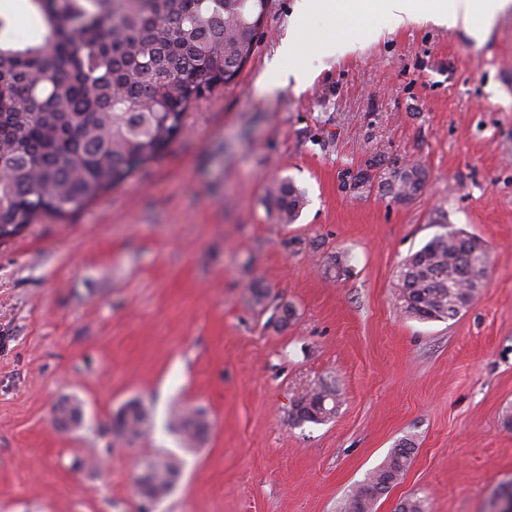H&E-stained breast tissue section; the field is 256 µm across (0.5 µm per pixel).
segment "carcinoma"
<instances>
[{
  "mask_svg": "<svg viewBox=\"0 0 512 512\" xmlns=\"http://www.w3.org/2000/svg\"><path fill=\"white\" fill-rule=\"evenodd\" d=\"M44 35L36 44L0 40V242L44 216L73 213L155 159L182 132L186 112L220 86L232 84L252 54L268 0H30ZM358 192L366 170L343 174ZM426 171L394 160L380 187L396 199L422 194ZM268 199L283 224L306 204L288 178ZM489 256L460 230L434 236L398 271L406 312L423 320L453 319L486 283ZM336 390L321 384L292 404L299 423H322L336 414ZM83 411L62 402L53 422L60 431L78 425ZM147 414L125 405L112 432L130 443ZM170 429L187 447L201 444L209 422L197 409L175 412ZM415 448L402 442L345 501L344 512H374L378 499L409 468ZM178 475L167 458L144 462L137 478L141 498L165 495Z\"/></svg>",
  "mask_w": 512,
  "mask_h": 512,
  "instance_id": "1",
  "label": "carcinoma"
}]
</instances>
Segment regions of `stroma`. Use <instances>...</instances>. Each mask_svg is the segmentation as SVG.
Segmentation results:
<instances>
[{
  "label": "stroma",
  "instance_id": "1",
  "mask_svg": "<svg viewBox=\"0 0 512 512\" xmlns=\"http://www.w3.org/2000/svg\"><path fill=\"white\" fill-rule=\"evenodd\" d=\"M295 4L269 0L236 82L156 159L0 244V512H139L135 478L162 457L179 474L150 512H341L404 440L412 463L375 512H491L512 480V6L481 41L316 16L336 53L303 44L284 66L306 80L264 86ZM373 159L421 164L424 193L342 189ZM285 178L306 194L292 224L267 201ZM451 229L483 242L487 281L458 317L418 320L397 271ZM323 382L335 417L296 423ZM65 399L84 413L67 432ZM132 401L146 431L114 441ZM186 407L210 422L192 449L169 429ZM83 417V411L77 404L61 402L54 410L53 422L60 431H66L78 425Z\"/></svg>",
  "mask_w": 512,
  "mask_h": 512
}]
</instances>
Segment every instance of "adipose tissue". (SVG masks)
I'll return each mask as SVG.
<instances>
[{"label":"adipose tissue","mask_w":512,"mask_h":512,"mask_svg":"<svg viewBox=\"0 0 512 512\" xmlns=\"http://www.w3.org/2000/svg\"><path fill=\"white\" fill-rule=\"evenodd\" d=\"M508 1L511 0H298L291 18L293 36L280 44L276 55L282 58L293 54L300 40L309 39L306 20L314 11L334 19L355 13H380L401 25L433 22L480 38L487 34Z\"/></svg>","instance_id":"obj_1"}]
</instances>
